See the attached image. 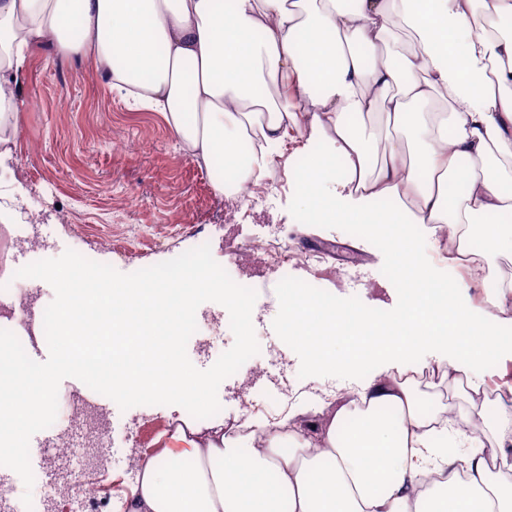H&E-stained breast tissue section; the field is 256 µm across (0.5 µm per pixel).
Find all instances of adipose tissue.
I'll return each instance as SVG.
<instances>
[{
	"instance_id": "obj_1",
	"label": "adipose tissue",
	"mask_w": 512,
	"mask_h": 512,
	"mask_svg": "<svg viewBox=\"0 0 512 512\" xmlns=\"http://www.w3.org/2000/svg\"><path fill=\"white\" fill-rule=\"evenodd\" d=\"M480 9L512 18V0H0V162L25 108L27 53L51 44L162 112L198 163H222L217 193L260 178L289 131L325 144L299 178L301 200L316 221L383 237L405 291L385 320L288 296L283 332L314 368L376 364L361 407L339 404L307 430L290 411L260 447L223 420L181 419L137 458L120 512H512V421L486 441L435 428L410 367L433 351L479 416L482 367L512 359L497 315L476 313L414 258L441 224L468 277L480 270L476 239L512 251V33L476 31ZM395 20L417 50L391 63L377 51ZM438 97L447 111H426ZM379 105L388 126L413 132V152H379L367 136ZM378 199L393 209H372ZM435 472L442 482L427 487Z\"/></svg>"
}]
</instances>
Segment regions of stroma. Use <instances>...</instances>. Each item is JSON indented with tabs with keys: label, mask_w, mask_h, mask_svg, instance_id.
<instances>
[{
	"label": "stroma",
	"mask_w": 512,
	"mask_h": 512,
	"mask_svg": "<svg viewBox=\"0 0 512 512\" xmlns=\"http://www.w3.org/2000/svg\"><path fill=\"white\" fill-rule=\"evenodd\" d=\"M29 57L20 88L27 106L13 155L0 164V195L15 202L38 196L41 219L23 225L26 241L17 258H4L0 266L13 271L71 249L129 274L206 244L229 276L245 274L258 282L257 301L267 312L253 326L260 348L277 353L273 374L297 387L330 384L339 389L354 384L357 375L369 374L366 366L356 375L312 370L304 353L282 334L280 288L286 279L315 296L333 299L337 307L352 305L381 320L404 302L395 257L381 237L354 231L348 224L313 223L302 206L297 177L310 155L304 138L288 142L271 165L283 181L272 207L228 222L211 169L183 152L161 113L132 107L85 60L54 58L46 48L31 49ZM117 139L146 142L151 150L119 153L113 148ZM132 195L141 199L139 208H127ZM62 211L67 220L59 219ZM272 224L281 227L288 245H301L309 263L285 271L258 253L249 266L234 265L235 248L265 237ZM33 239L41 242V249H31ZM447 256L445 244L427 239L417 261L433 280L454 283L463 271ZM94 400L114 440L104 450L112 460L108 477L113 481L126 477L125 458L133 451L127 434L138 431L152 438L182 414L170 405L124 411L106 396L98 394ZM71 441L77 453L63 463L55 460L52 446L30 447L35 481L28 489L20 477H12L15 499L27 493L39 498L61 470L75 482L94 479L92 466L79 454L84 446L80 434H73Z\"/></svg>",
	"instance_id": "1"
}]
</instances>
